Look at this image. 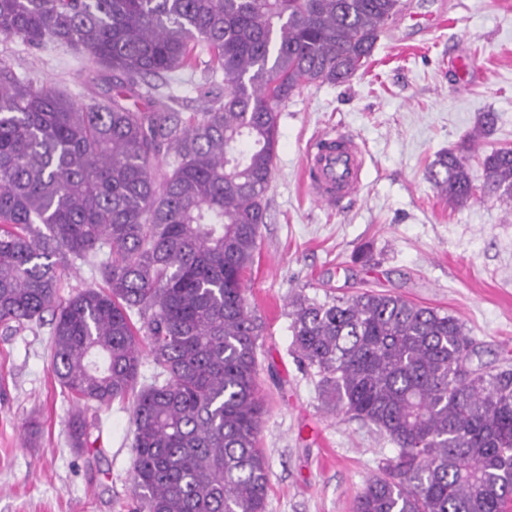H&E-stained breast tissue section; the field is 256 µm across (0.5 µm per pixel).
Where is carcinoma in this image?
I'll return each mask as SVG.
<instances>
[{
    "instance_id": "carcinoma-1",
    "label": "carcinoma",
    "mask_w": 512,
    "mask_h": 512,
    "mask_svg": "<svg viewBox=\"0 0 512 512\" xmlns=\"http://www.w3.org/2000/svg\"><path fill=\"white\" fill-rule=\"evenodd\" d=\"M400 0H0V35L86 55L112 84L85 103L0 59V330L52 316V371L77 404L133 399V499L145 512H267L262 324L246 300L280 108L363 68ZM210 52L224 96L184 116L172 86ZM172 157L161 171L160 156ZM512 201V148L482 158ZM448 202L463 155L428 172ZM103 285L59 298L58 261ZM295 357L331 413L397 446L356 512H509L512 371L473 369L454 316L400 295H294ZM153 382L139 384L143 355ZM89 447L85 422L69 423Z\"/></svg>"
}]
</instances>
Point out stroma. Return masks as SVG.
I'll return each mask as SVG.
<instances>
[{
	"label": "stroma",
	"mask_w": 512,
	"mask_h": 512,
	"mask_svg": "<svg viewBox=\"0 0 512 512\" xmlns=\"http://www.w3.org/2000/svg\"><path fill=\"white\" fill-rule=\"evenodd\" d=\"M367 69L296 93L279 113L267 217L246 297L263 323L260 377L267 412L260 441L270 464L267 512H354L366 479L397 447L374 426L327 414L318 377L291 354L289 296L324 301L365 290L398 294L457 317L478 342L474 364L512 369V203L476 192L449 204L428 179L439 154L463 146L485 112L496 124L469 160L482 185L484 153L512 147V0H401ZM449 18L431 30L432 17ZM17 73L80 99L108 96L83 82L93 66L66 49L7 45ZM207 56L175 85V111L201 106ZM353 136L366 155L363 187L321 203L303 178L319 133ZM369 247L371 263L357 261ZM50 322L0 332V512H128V404L78 408L52 374ZM92 445L71 448L73 415Z\"/></svg>",
	"instance_id": "obj_1"
}]
</instances>
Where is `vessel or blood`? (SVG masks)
<instances>
[{
    "label": "vessel or blood",
    "instance_id": "b4317fda",
    "mask_svg": "<svg viewBox=\"0 0 512 512\" xmlns=\"http://www.w3.org/2000/svg\"><path fill=\"white\" fill-rule=\"evenodd\" d=\"M365 153L354 137L325 133L305 149L304 174L311 196L331 203L353 195L363 182Z\"/></svg>",
    "mask_w": 512,
    "mask_h": 512
}]
</instances>
